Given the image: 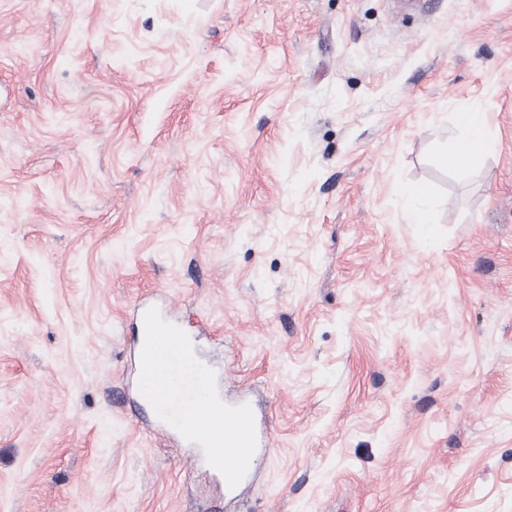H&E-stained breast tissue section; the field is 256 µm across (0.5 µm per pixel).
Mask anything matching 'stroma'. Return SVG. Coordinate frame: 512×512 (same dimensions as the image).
<instances>
[{"label":"stroma","instance_id":"obj_1","mask_svg":"<svg viewBox=\"0 0 512 512\" xmlns=\"http://www.w3.org/2000/svg\"><path fill=\"white\" fill-rule=\"evenodd\" d=\"M414 2L0 0V512H512V0ZM145 300L267 424L236 505ZM459 121L466 129V136L457 141L451 153L443 161L461 171L480 166L485 158L495 150L496 143L487 134L485 118L482 112H463ZM217 392H218V395L219 397L221 398V400L226 403L227 405H230V406H240V405H243V404H249L253 410V414H254V421H255V431H256V439H257V444H256V449H255V452L251 458V461H250V464H249V467H248V471L245 475V477L243 478V480L234 488H230L226 482V480L224 479V477L216 470L214 469L213 467H211L207 461H206V458H205V454H204V451L202 449V447L200 445H198L197 443H194V442H190L188 440H186L176 429H174L173 427H171L170 425H168L167 423L163 422L162 420V427L160 429L161 431V435L165 436V435H169V434H176L178 435L186 444L189 448H197L198 450V453H197V458L200 462H202L203 464L207 465L215 474L217 477L221 478L224 482V496L229 500H234L238 495V490L240 489V487L246 483L247 481H249L251 479V477L253 476L254 472H255V467H254V461H255V458H256V455L258 454V448H261L263 446H268V444L270 443V437H269V432H266V433H263L260 431L259 427H258V424H257V419H256V414H255V410L252 406V404L245 398H241L235 402H227V401H224V393H223V390L221 389V387L218 385L217 387Z\"/></svg>","mask_w":512,"mask_h":512}]
</instances>
